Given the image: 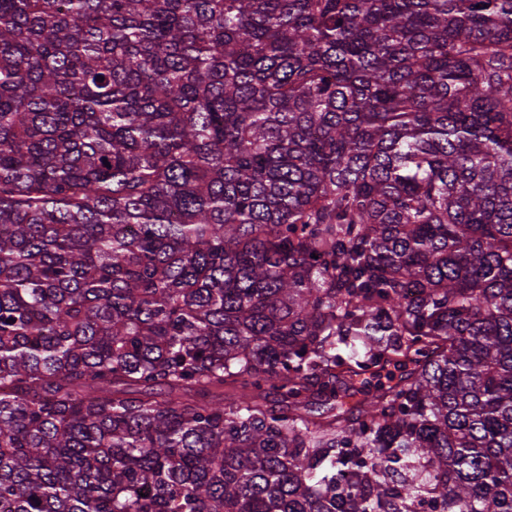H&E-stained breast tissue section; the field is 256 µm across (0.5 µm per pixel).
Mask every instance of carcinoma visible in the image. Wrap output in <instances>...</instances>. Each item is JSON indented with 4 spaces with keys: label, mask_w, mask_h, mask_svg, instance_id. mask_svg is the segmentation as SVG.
<instances>
[{
    "label": "carcinoma",
    "mask_w": 512,
    "mask_h": 512,
    "mask_svg": "<svg viewBox=\"0 0 512 512\" xmlns=\"http://www.w3.org/2000/svg\"><path fill=\"white\" fill-rule=\"evenodd\" d=\"M0 512H512V0H0Z\"/></svg>",
    "instance_id": "obj_1"
}]
</instances>
